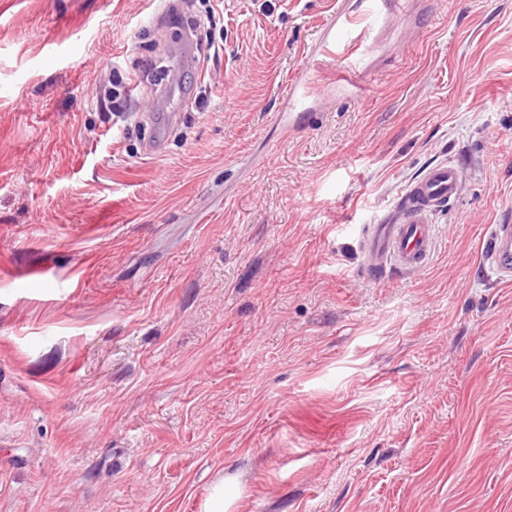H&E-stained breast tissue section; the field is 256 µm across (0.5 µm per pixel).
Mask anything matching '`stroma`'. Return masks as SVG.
<instances>
[{"label":"stroma","mask_w":512,"mask_h":512,"mask_svg":"<svg viewBox=\"0 0 512 512\" xmlns=\"http://www.w3.org/2000/svg\"><path fill=\"white\" fill-rule=\"evenodd\" d=\"M187 2L0 0V512H512V0H398L304 110L329 0ZM444 161L433 259L371 278ZM490 237L493 242L492 257L497 279L510 282L512 280V224H492Z\"/></svg>","instance_id":"1"}]
</instances>
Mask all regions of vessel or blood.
I'll return each mask as SVG.
<instances>
[{
  "label": "vessel or blood",
  "mask_w": 512,
  "mask_h": 512,
  "mask_svg": "<svg viewBox=\"0 0 512 512\" xmlns=\"http://www.w3.org/2000/svg\"><path fill=\"white\" fill-rule=\"evenodd\" d=\"M393 0H357L347 13L333 11L328 32L316 47L315 56L340 57V79L351 83L363 58L370 34L390 12ZM461 170L452 163L430 168L404 196L397 217L375 224L368 230L363 247L392 267L420 269L437 248L434 216L453 202L459 193ZM492 257L498 280H512V223L490 227Z\"/></svg>",
  "instance_id": "b4317fda"
}]
</instances>
